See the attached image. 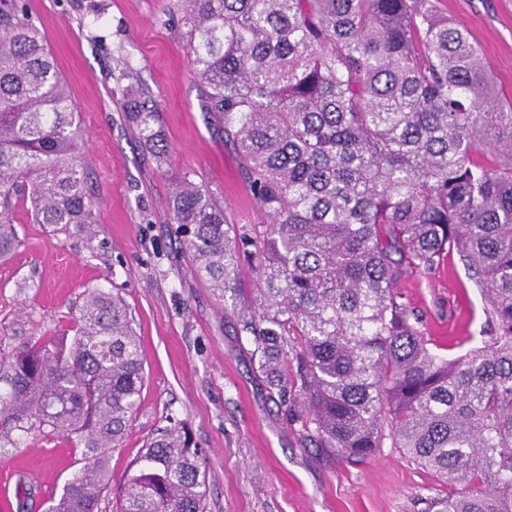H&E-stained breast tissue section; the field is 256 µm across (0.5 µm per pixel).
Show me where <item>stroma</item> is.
<instances>
[{
  "label": "stroma",
  "instance_id": "stroma-1",
  "mask_svg": "<svg viewBox=\"0 0 512 512\" xmlns=\"http://www.w3.org/2000/svg\"><path fill=\"white\" fill-rule=\"evenodd\" d=\"M432 3L470 34L500 97L512 101V0ZM23 4L73 90L99 213L92 236L68 237L17 209L21 246L0 260V355L21 337L67 329L87 289L113 287L124 299L141 342L144 382L138 412L107 454L112 485L101 512H116L127 474L171 413L205 453L206 512H417L418 498L447 494L432 471L391 446L358 459L310 443L271 399L242 329L257 296L252 263L243 261L238 291L221 298L194 274L170 222L172 179L191 173L223 199L229 223L264 218L237 153L202 106L168 0ZM125 70L129 92L148 88L158 107L164 165L125 126L111 94ZM397 288L422 313L435 353L451 359L480 345L484 302L458 256L404 274ZM31 468L61 491L80 468L73 441L39 433L1 458L0 512H17L18 474Z\"/></svg>",
  "mask_w": 512,
  "mask_h": 512
}]
</instances>
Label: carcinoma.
Instances as JSON below:
<instances>
[{
	"label": "carcinoma",
	"mask_w": 512,
	"mask_h": 512,
	"mask_svg": "<svg viewBox=\"0 0 512 512\" xmlns=\"http://www.w3.org/2000/svg\"><path fill=\"white\" fill-rule=\"evenodd\" d=\"M169 12L269 224L228 223L187 174L170 217L219 295L253 262L258 303L243 328L271 394L320 448L364 458L390 437L451 488L420 512H512V103L468 32L430 0H176ZM123 119L166 157L155 107L126 96ZM81 141L71 88L11 0L0 8V258L21 246V203L33 224L93 233ZM446 252L481 288L490 326L453 359L431 350L396 289ZM143 379L133 319L105 288L83 295L66 332L27 336L0 359V450L47 429L92 460L48 512H98L106 450ZM165 421L118 512H205L202 450L183 420Z\"/></svg>",
	"instance_id": "carcinoma-1"
}]
</instances>
